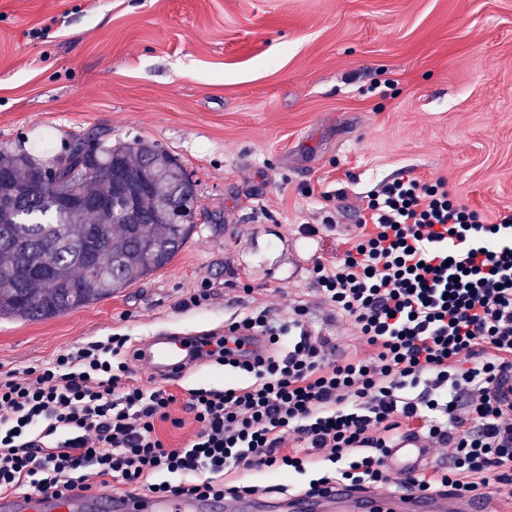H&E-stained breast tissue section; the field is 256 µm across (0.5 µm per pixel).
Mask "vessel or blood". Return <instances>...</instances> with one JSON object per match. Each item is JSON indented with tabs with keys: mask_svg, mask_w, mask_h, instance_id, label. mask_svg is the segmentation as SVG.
<instances>
[{
	"mask_svg": "<svg viewBox=\"0 0 512 512\" xmlns=\"http://www.w3.org/2000/svg\"><path fill=\"white\" fill-rule=\"evenodd\" d=\"M203 340V334L197 331L159 332L139 343V357L151 365L157 378L175 380L202 364L198 350ZM427 459L428 451L419 438L399 440L389 456L393 467L407 473L418 470ZM262 505L261 499L248 494L222 500L160 498L133 492L105 501L79 493L65 497L22 494L0 499V512H256ZM280 505L287 512H486L479 496L462 505L445 493L415 490L388 494L343 483L323 492L288 496Z\"/></svg>",
	"mask_w": 512,
	"mask_h": 512,
	"instance_id": "1",
	"label": "vessel or blood"
}]
</instances>
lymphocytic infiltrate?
Here are the masks:
<instances>
[{
  "instance_id": "lymphocytic-infiltrate-1",
  "label": "lymphocytic infiltrate",
  "mask_w": 512,
  "mask_h": 512,
  "mask_svg": "<svg viewBox=\"0 0 512 512\" xmlns=\"http://www.w3.org/2000/svg\"><path fill=\"white\" fill-rule=\"evenodd\" d=\"M346 243L312 274L362 354L329 358V338L311 336L298 305L288 321L264 310L240 319L264 336L263 354L242 359L223 337L210 341L207 361L233 375L221 387L140 384L134 343L118 334L1 373L0 495H259L227 476L323 463L309 489H380L403 435L449 453L405 486L464 502L511 484L512 213L488 224L445 181L398 179L370 195ZM178 403L195 431L176 446L166 431L184 424Z\"/></svg>"
}]
</instances>
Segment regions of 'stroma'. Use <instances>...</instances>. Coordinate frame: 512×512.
Here are the masks:
<instances>
[{"label":"stroma","mask_w":512,"mask_h":512,"mask_svg":"<svg viewBox=\"0 0 512 512\" xmlns=\"http://www.w3.org/2000/svg\"><path fill=\"white\" fill-rule=\"evenodd\" d=\"M91 131L176 156L195 232L112 298L0 318V372L299 304L351 357L311 268L339 258L371 190L410 174L486 222L512 212V0H0V147ZM201 286L210 301L178 309Z\"/></svg>","instance_id":"stroma-1"}]
</instances>
